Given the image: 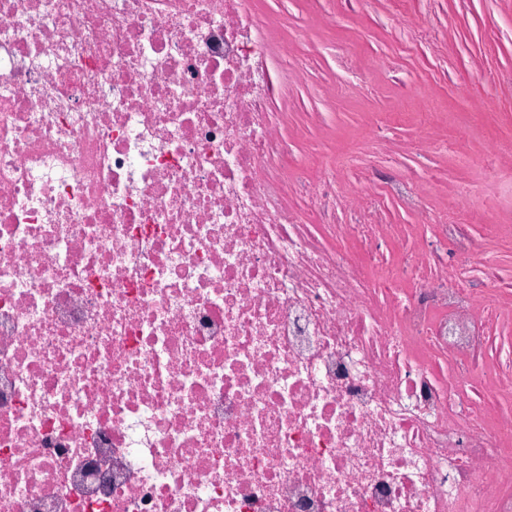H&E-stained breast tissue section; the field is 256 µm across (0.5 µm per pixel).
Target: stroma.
I'll return each instance as SVG.
<instances>
[{
	"mask_svg": "<svg viewBox=\"0 0 512 512\" xmlns=\"http://www.w3.org/2000/svg\"><path fill=\"white\" fill-rule=\"evenodd\" d=\"M258 8L267 18L271 63L286 40L294 54L314 61L307 80L282 74L275 104L296 156L307 157L316 142L326 159L357 145L374 160L371 120L398 113L388 148L406 167L438 170L428 200L442 207L459 183L480 180L462 155L512 137V0H258ZM283 14L293 30L280 27ZM426 19L440 31L438 46L410 34ZM431 97L448 114L436 134L455 144L444 158L415 151L422 135L415 114Z\"/></svg>",
	"mask_w": 512,
	"mask_h": 512,
	"instance_id": "1",
	"label": "stroma"
}]
</instances>
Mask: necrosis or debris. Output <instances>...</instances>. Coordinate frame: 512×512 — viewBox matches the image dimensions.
Listing matches in <instances>:
<instances>
[{
    "label": "necrosis or debris",
    "mask_w": 512,
    "mask_h": 512,
    "mask_svg": "<svg viewBox=\"0 0 512 512\" xmlns=\"http://www.w3.org/2000/svg\"><path fill=\"white\" fill-rule=\"evenodd\" d=\"M265 26L0 0V512H512V287L462 222L493 198L310 174Z\"/></svg>",
    "instance_id": "4bbe7bcc"
}]
</instances>
